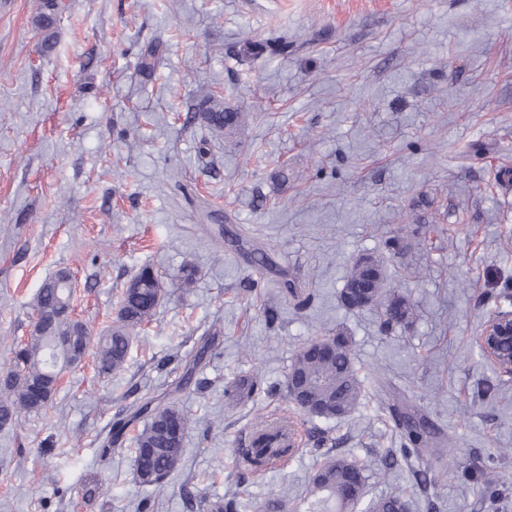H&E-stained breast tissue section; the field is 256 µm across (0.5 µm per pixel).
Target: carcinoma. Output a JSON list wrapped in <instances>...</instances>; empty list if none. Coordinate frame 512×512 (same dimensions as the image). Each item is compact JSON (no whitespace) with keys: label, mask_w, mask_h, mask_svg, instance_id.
Here are the masks:
<instances>
[{"label":"carcinoma","mask_w":512,"mask_h":512,"mask_svg":"<svg viewBox=\"0 0 512 512\" xmlns=\"http://www.w3.org/2000/svg\"><path fill=\"white\" fill-rule=\"evenodd\" d=\"M62 8L61 0H38L32 26L40 35L41 47L46 52L56 45V23ZM246 117L247 114L226 108L216 100L202 112L211 132L222 137L234 135ZM62 276L59 272L42 284L34 300V310L59 315L51 333L66 334L74 329L87 337L89 331L84 323H71L62 317L66 309L72 307L71 291L60 283ZM162 294L160 279L149 268L142 269L131 280L123 295L117 325L97 341L96 360L101 372L116 374L124 369L131 333L152 320ZM363 294L368 297L366 306L381 307L384 325H405L411 321L413 305L409 297L403 292L385 290L383 266L375 256H363L355 263L341 300L352 308ZM325 341L327 349L321 354L302 348L291 361L287 377L302 385L310 404L326 407L325 418L333 419L336 407H341L344 415L355 408L361 397L362 381L354 366L348 338L338 334L325 337ZM73 363L69 352L56 350L45 341L29 339L22 344L15 351L10 366L0 370V385L3 386L0 424H7L21 413L43 410L51 399V375ZM382 403L403 440V453L423 458L436 437L433 424L418 410L405 408L393 399H384ZM140 419L144 425L134 437L136 477L140 484L160 490L166 477L181 461L189 417L174 405L146 397L129 407L127 419L111 427L101 443L102 453L109 452L122 438L126 427ZM273 438L278 442L271 453L256 449L246 455L249 471L256 472L268 466L272 458H285L292 452L277 431L266 435L262 441ZM364 485L363 470L355 462L343 456L331 457L311 478L313 501L309 512H355L363 498ZM399 509L407 512V503L398 495H389L371 500L366 512H397Z\"/></svg>","instance_id":"obj_1"}]
</instances>
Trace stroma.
I'll use <instances>...</instances> for the list:
<instances>
[{
	"mask_svg": "<svg viewBox=\"0 0 512 512\" xmlns=\"http://www.w3.org/2000/svg\"><path fill=\"white\" fill-rule=\"evenodd\" d=\"M57 44L31 30L37 0H0V364L30 335L45 279L68 271L73 312L92 334L151 267L165 289L134 334L125 368L94 353L67 369L46 411L0 428V512H241L304 496L334 454L366 465L365 500L398 494L410 512H512V376L476 342L512 309V0H63ZM287 35L288 52L268 44ZM263 53L245 55V42ZM152 42L158 59L141 70ZM250 113L236 146L214 138L209 98ZM272 254L270 270L251 247ZM384 263L410 294V327L340 294L356 261ZM195 267L193 287L177 275ZM286 269L295 294L279 292ZM351 339L365 396L343 418L294 414L295 354L335 332ZM215 342L187 385L182 366ZM256 378L249 396L234 382ZM404 392L442 431L427 483L412 461L385 470L402 441L375 398ZM192 423L162 493L137 483L132 423L147 396ZM294 414L288 465L243 478L238 450L271 416ZM499 493L489 496L486 476ZM100 485L87 497L83 488Z\"/></svg>",
	"mask_w": 512,
	"mask_h": 512,
	"instance_id": "stroma-1",
	"label": "stroma"
}]
</instances>
